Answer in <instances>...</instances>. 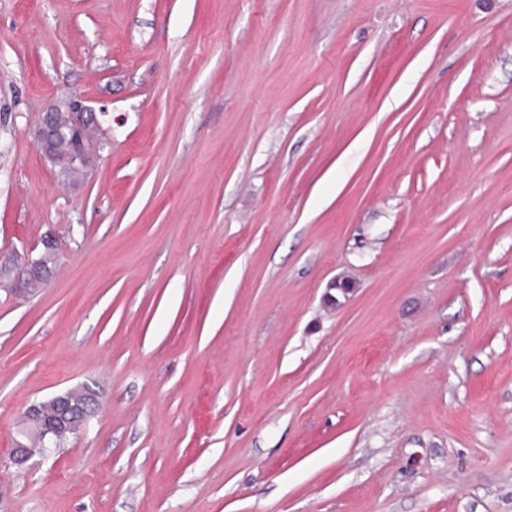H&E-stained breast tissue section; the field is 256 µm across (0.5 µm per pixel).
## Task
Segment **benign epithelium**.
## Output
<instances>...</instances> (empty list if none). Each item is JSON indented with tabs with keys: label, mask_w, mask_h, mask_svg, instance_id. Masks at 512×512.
<instances>
[{
	"label": "benign epithelium",
	"mask_w": 512,
	"mask_h": 512,
	"mask_svg": "<svg viewBox=\"0 0 512 512\" xmlns=\"http://www.w3.org/2000/svg\"><path fill=\"white\" fill-rule=\"evenodd\" d=\"M97 127L96 113L77 96L61 105L53 104L43 113L42 120L33 132L36 149L51 165L59 163L57 145L68 143V166L84 170L90 166ZM24 280L49 281L46 268L34 261L21 269ZM99 410L96 393L83 386L69 389L44 401L30 405L24 412L26 429L13 443V460L22 464L36 454H44L70 435L78 434L90 417Z\"/></svg>",
	"instance_id": "7a95c632"
}]
</instances>
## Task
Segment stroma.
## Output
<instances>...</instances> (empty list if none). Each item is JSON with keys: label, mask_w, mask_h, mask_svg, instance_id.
<instances>
[{"label": "stroma", "mask_w": 512, "mask_h": 512, "mask_svg": "<svg viewBox=\"0 0 512 512\" xmlns=\"http://www.w3.org/2000/svg\"><path fill=\"white\" fill-rule=\"evenodd\" d=\"M0 512H512V0H0ZM97 124L93 109L85 105L82 98L74 96L62 105L53 104L46 109L41 122L33 132L34 144L53 167L59 163L56 157L57 145L70 144L69 168L84 170L91 163L94 149L93 131ZM99 407L96 393L86 386L30 405L24 412L26 429L13 443V460L22 464L36 454L59 448L62 440L85 427Z\"/></svg>", "instance_id": "1"}]
</instances>
